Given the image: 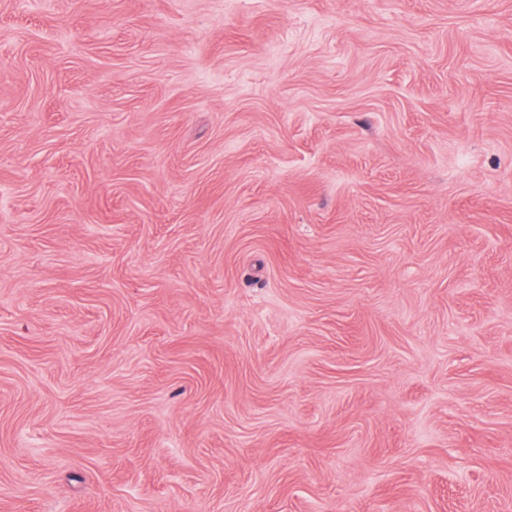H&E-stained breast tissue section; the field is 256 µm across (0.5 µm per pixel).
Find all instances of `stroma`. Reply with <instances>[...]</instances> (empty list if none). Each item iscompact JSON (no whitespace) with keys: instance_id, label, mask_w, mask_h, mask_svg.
Listing matches in <instances>:
<instances>
[{"instance_id":"35a3bbf8","label":"stroma","mask_w":512,"mask_h":512,"mask_svg":"<svg viewBox=\"0 0 512 512\" xmlns=\"http://www.w3.org/2000/svg\"><path fill=\"white\" fill-rule=\"evenodd\" d=\"M0 512H512V0H0Z\"/></svg>"}]
</instances>
